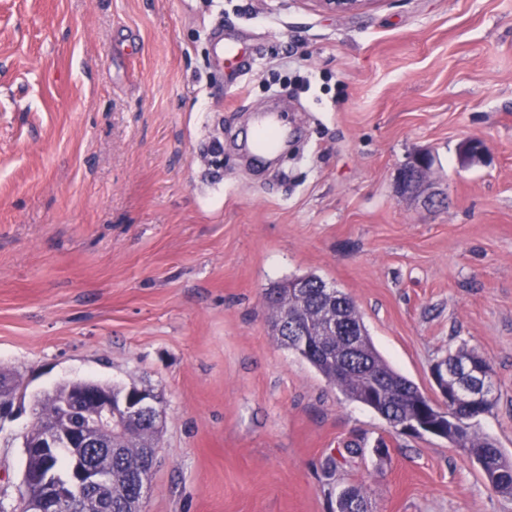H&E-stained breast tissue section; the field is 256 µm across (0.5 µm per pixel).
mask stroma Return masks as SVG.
Masks as SVG:
<instances>
[{
	"label": "stroma",
	"instance_id": "stroma-1",
	"mask_svg": "<svg viewBox=\"0 0 512 512\" xmlns=\"http://www.w3.org/2000/svg\"><path fill=\"white\" fill-rule=\"evenodd\" d=\"M272 105L296 136L268 165L242 142ZM420 151L443 201L397 189ZM308 274L429 395L448 352L488 358L472 429L512 458V0H0V367L26 386L1 500L36 398L92 379L160 401L142 512H336L352 485L372 512H512L275 339L266 290ZM323 12L330 14H351L362 10L374 0H313Z\"/></svg>",
	"mask_w": 512,
	"mask_h": 512
}]
</instances>
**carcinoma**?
<instances>
[{"label":"carcinoma","instance_id":"carcinoma-1","mask_svg":"<svg viewBox=\"0 0 512 512\" xmlns=\"http://www.w3.org/2000/svg\"><path fill=\"white\" fill-rule=\"evenodd\" d=\"M299 287L303 288L305 295L301 322L305 328L312 329L315 335L307 337L308 345L303 346L288 341V337L279 333L278 325L275 324L273 332L279 343L304 357L347 399L379 414L393 430H398L399 424L416 418L419 415L417 404H426L428 394L394 370L376 350L353 300L346 293L336 291L340 331L335 336L325 335L328 326L319 320V311L326 303V295L323 291L324 282L315 275L296 277L267 289L265 302L272 314H279L285 306L295 308L299 300ZM351 342L355 343V349L348 353L346 348ZM465 360L481 361L487 371H492L489 361L464 348L450 352L444 358L448 370L453 372ZM81 391L80 383L66 381L38 400L35 407L36 419L29 434L30 441L37 440L41 428L58 418L57 397ZM490 407L491 401L488 400L481 409L466 416L456 410L454 405L445 406L438 401L436 409L429 408L425 413L451 445L461 449L480 465L494 491L512 495V459L494 442L471 430L470 420L487 412ZM139 429L150 443H155L160 431L159 411L151 408L143 414ZM114 443L118 444V448L112 450V512H129L131 509L138 512L140 505L136 504V485L141 483V478L134 477L130 472L133 452L121 447L123 441L118 436L100 443V447L109 448ZM368 505L365 489L351 486L343 492L340 509L341 512H369Z\"/></svg>","mask_w":512,"mask_h":512}]
</instances>
